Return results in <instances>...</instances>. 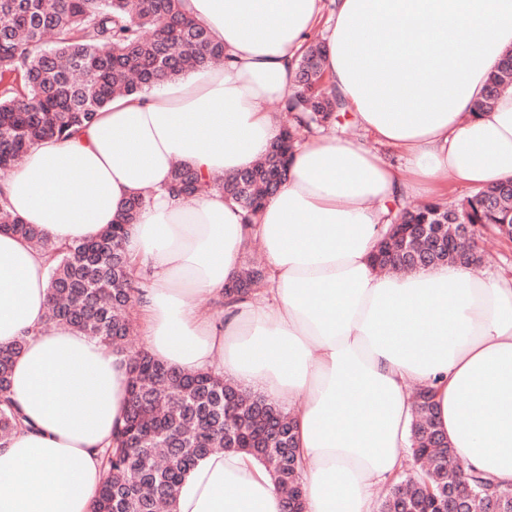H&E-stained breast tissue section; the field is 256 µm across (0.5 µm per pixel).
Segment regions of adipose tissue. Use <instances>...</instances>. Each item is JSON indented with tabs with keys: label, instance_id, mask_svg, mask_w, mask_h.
Returning a JSON list of instances; mask_svg holds the SVG:
<instances>
[{
	"label": "adipose tissue",
	"instance_id": "ef3b65f1",
	"mask_svg": "<svg viewBox=\"0 0 512 512\" xmlns=\"http://www.w3.org/2000/svg\"><path fill=\"white\" fill-rule=\"evenodd\" d=\"M333 3L323 68L371 139L298 143L254 224L222 192L170 196L171 173L184 163L229 176L265 156L283 125L266 105L291 95L320 0H185L223 44V65L115 97L72 138L37 142L0 198L65 245L149 194L125 243L145 281L146 349L291 409L304 512H373L406 461L413 383L430 389L464 468L512 488V278L384 273L371 260L388 205L512 178V90L481 105L512 50V0ZM253 239L268 288L202 311L197 295L223 300ZM49 267L0 232V348L24 343L9 395L28 423L0 446V512H91L126 411L127 354L50 320ZM171 512H282V500L256 458L219 450L184 477Z\"/></svg>",
	"mask_w": 512,
	"mask_h": 512
}]
</instances>
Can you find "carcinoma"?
Here are the masks:
<instances>
[{
  "label": "carcinoma",
  "mask_w": 512,
  "mask_h": 512,
  "mask_svg": "<svg viewBox=\"0 0 512 512\" xmlns=\"http://www.w3.org/2000/svg\"><path fill=\"white\" fill-rule=\"evenodd\" d=\"M325 47H305L294 93L283 110L300 112L299 124L284 128L289 143L303 128L336 121L344 111L328 90L322 70ZM224 62V46L188 14L183 0H0V172L14 169L35 142L64 140L91 125L115 96L146 88ZM512 88V52L487 81L484 104ZM279 160L265 156L224 178L205 180L178 163L169 192L188 198L216 189L238 204L246 223L278 192ZM149 198L128 201L116 223L99 235L58 247L34 224L24 223L0 202V231H10L48 254L49 317L77 327L112 349L125 351L131 329L127 311L138 287L125 251L127 227ZM409 224H441L438 244H414L400 254L394 272L449 264L452 237L448 209L438 203L404 207ZM461 221L512 240V181L478 190L457 208ZM266 282L263 265L250 263L228 289L231 298L253 293ZM23 341L0 349V441L24 426L20 410L6 398L14 357ZM129 402L115 446L105 451L107 477L97 489L93 512H159L170 507L177 487L195 463L223 449L245 451L269 470L283 500L302 496L296 442L288 415L277 404L224 381L214 373H184L155 360L147 350L129 354ZM431 392L417 395L412 457L420 469L394 482L379 512H441L440 490L448 474L470 491V512H490L512 494L430 448L446 442L430 421Z\"/></svg>",
  "instance_id": "cac0c4a2"
}]
</instances>
